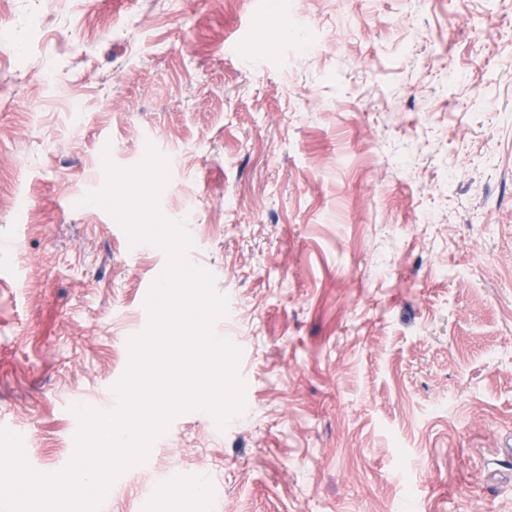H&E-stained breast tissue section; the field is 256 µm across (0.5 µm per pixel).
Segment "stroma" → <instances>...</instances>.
Instances as JSON below:
<instances>
[{
	"label": "stroma",
	"mask_w": 512,
	"mask_h": 512,
	"mask_svg": "<svg viewBox=\"0 0 512 512\" xmlns=\"http://www.w3.org/2000/svg\"><path fill=\"white\" fill-rule=\"evenodd\" d=\"M1 36L0 416L33 470L149 324L165 252L81 199L152 146L245 408L175 416L101 512H512V0H9Z\"/></svg>",
	"instance_id": "35a3bbf8"
}]
</instances>
